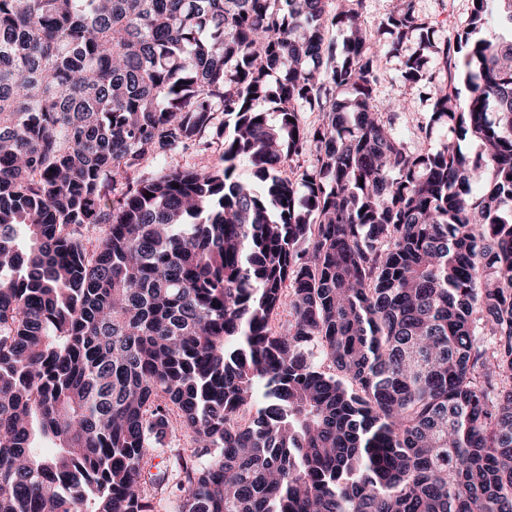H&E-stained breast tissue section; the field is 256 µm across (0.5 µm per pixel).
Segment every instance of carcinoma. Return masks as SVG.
<instances>
[{
	"label": "carcinoma",
	"instance_id": "obj_1",
	"mask_svg": "<svg viewBox=\"0 0 512 512\" xmlns=\"http://www.w3.org/2000/svg\"><path fill=\"white\" fill-rule=\"evenodd\" d=\"M346 2L0 0V512H154L174 418L176 512H512V0ZM421 17L440 21L435 29V39L446 42L454 39L457 31L466 24L470 13V0H415ZM381 68L384 73V79L381 81L377 96L376 104H386L389 100L399 98L401 96L407 98L412 107L410 113L407 114L405 125L401 129V133L408 134L412 137L411 132L413 126L421 121L424 113L427 112V105L423 101V90L421 88H411L404 85L400 76V64L396 58L382 59ZM162 445L149 452L146 470L151 474L166 471V480L160 485L148 484L145 492L153 500L155 512H175L176 495L179 494L177 482L178 472L174 466L175 457L179 453L193 450L191 433L186 429L177 428L169 432L161 441Z\"/></svg>",
	"mask_w": 512,
	"mask_h": 512
}]
</instances>
